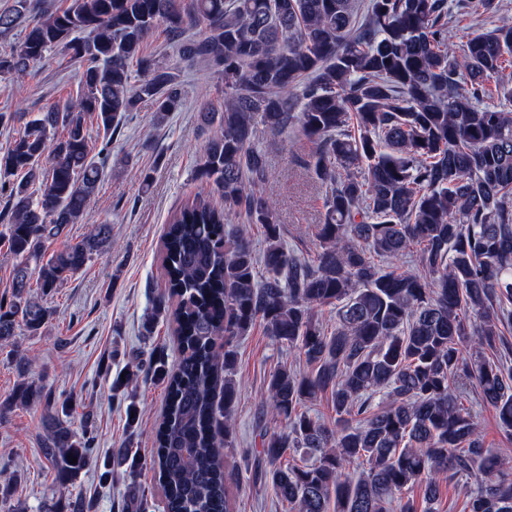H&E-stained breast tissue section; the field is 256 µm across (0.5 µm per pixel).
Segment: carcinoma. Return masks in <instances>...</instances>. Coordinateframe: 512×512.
Returning a JSON list of instances; mask_svg holds the SVG:
<instances>
[{"label": "carcinoma", "instance_id": "carcinoma-1", "mask_svg": "<svg viewBox=\"0 0 512 512\" xmlns=\"http://www.w3.org/2000/svg\"><path fill=\"white\" fill-rule=\"evenodd\" d=\"M65 2L0 9V38L31 18L0 55V75L23 79L59 46L82 69L76 95L29 119L0 155L11 211L0 243L16 260L0 346L21 328L39 334L51 316L42 297L110 244L98 224L44 258L101 181L86 120L113 134L142 102L160 120L182 107L175 68L142 50L162 28L224 85L222 104L200 105L201 128L215 131L195 168L224 206L200 195L175 214L162 266L176 305L158 298L143 324L150 335L170 320L180 359L171 369L156 350L127 374L165 383L155 434L163 512H232L222 448L233 447L234 340L258 321L311 367L277 368L263 400L286 423L262 433V448L289 512H436L441 482L457 475L475 478L465 512H512V466L485 448L460 403L474 381L512 436V342L502 339L512 329V81L487 88L512 67V25L459 45L448 0ZM261 129H294L313 146L304 164L325 189V212L311 258L283 242ZM242 212L263 229L259 257L228 227ZM413 247L416 269L405 270ZM326 307L337 315L330 333L319 319ZM487 348L502 355L491 362ZM13 362L15 399L54 407L45 458L58 480H75L93 437L70 428L68 401L53 403L26 380L28 359ZM322 394L335 413L328 423L304 410ZM300 448L308 459L288 462ZM352 463L363 466L357 476ZM14 481L4 480L0 512H17ZM416 484L421 511L408 497Z\"/></svg>", "mask_w": 512, "mask_h": 512}]
</instances>
